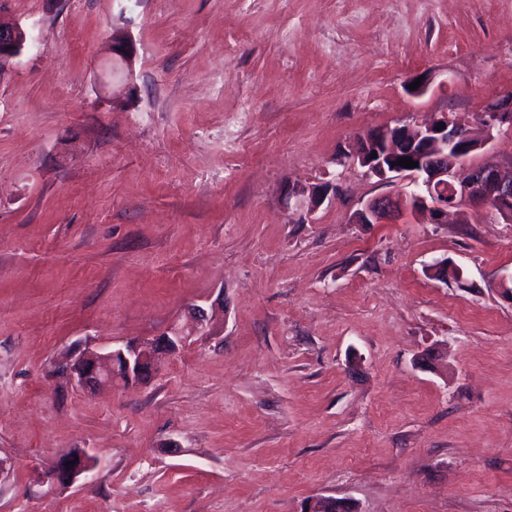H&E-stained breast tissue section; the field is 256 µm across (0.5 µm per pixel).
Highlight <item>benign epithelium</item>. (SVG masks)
Masks as SVG:
<instances>
[{
    "mask_svg": "<svg viewBox=\"0 0 512 512\" xmlns=\"http://www.w3.org/2000/svg\"><path fill=\"white\" fill-rule=\"evenodd\" d=\"M29 31L19 23L0 22V77L28 47ZM132 42L121 33L112 39L113 60L132 72ZM485 136L478 138L446 115L414 128L403 125L385 127L358 140L352 158L381 181L406 180V186L363 203L352 216L357 224H381L404 211H427L437 224L448 223V210L468 207L479 213L493 214L504 223H512V158L487 160V145L493 131L512 126V95L488 102L478 116ZM444 128H438L439 124ZM377 157H372V154ZM412 158L418 166H391L402 158ZM337 194L335 185H293L288 200L296 207L321 206L329 194ZM191 318L195 333H211V316L196 306ZM189 337L178 329L141 342L101 352L83 347L66 353L56 368L67 374L75 388L92 389L120 383L133 386L145 380L155 369L159 357L173 355L186 345ZM96 460L82 448H73L58 458L53 472L56 481L72 485L96 467ZM304 512H358L348 498L329 495L312 497Z\"/></svg>",
    "mask_w": 512,
    "mask_h": 512,
    "instance_id": "benign-epithelium-1",
    "label": "benign epithelium"
}]
</instances>
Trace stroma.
Masks as SVG:
<instances>
[{
  "label": "stroma",
  "instance_id": "stroma-1",
  "mask_svg": "<svg viewBox=\"0 0 512 512\" xmlns=\"http://www.w3.org/2000/svg\"><path fill=\"white\" fill-rule=\"evenodd\" d=\"M0 19L33 36L0 78V512H512V302L489 288L512 224L351 223L391 187L348 158L512 94V0H0ZM323 182L335 203L289 209ZM215 303L146 384L54 370ZM436 344L443 375L414 364ZM73 448L98 465L58 485ZM332 191V198L336 201V194L338 192L336 184H322L319 186H304V185H292L289 186L288 192V204L293 200V205L301 207L304 205L306 198H308V207L316 208L321 206L328 195ZM302 512H358V510L351 499L317 495L309 500Z\"/></svg>",
  "mask_w": 512,
  "mask_h": 512
}]
</instances>
